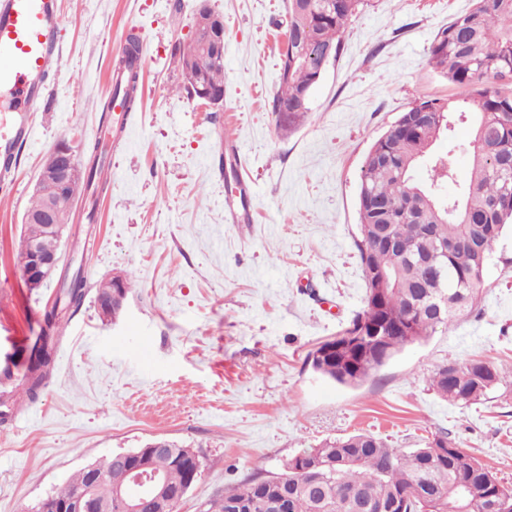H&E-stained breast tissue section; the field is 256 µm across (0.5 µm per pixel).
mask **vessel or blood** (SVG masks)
<instances>
[{"mask_svg":"<svg viewBox=\"0 0 512 512\" xmlns=\"http://www.w3.org/2000/svg\"><path fill=\"white\" fill-rule=\"evenodd\" d=\"M58 0H0V90L10 108L0 133V188L15 184L18 149L31 140L35 110L62 67Z\"/></svg>","mask_w":512,"mask_h":512,"instance_id":"b4317fda","label":"vessel or blood"}]
</instances>
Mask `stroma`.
<instances>
[{"mask_svg":"<svg viewBox=\"0 0 512 512\" xmlns=\"http://www.w3.org/2000/svg\"><path fill=\"white\" fill-rule=\"evenodd\" d=\"M199 0H61L63 63L18 181L0 192V364L61 284L25 286L17 241L38 170L55 146L98 140L128 34L143 45V108L118 147H105L102 193L76 200L61 268H82L87 296L57 344L52 378L34 403L0 421V512H31L74 472L157 438L193 448L200 479L176 512L249 476L280 474L324 440L363 432L393 448L437 436L468 449L512 488V377L492 401L461 407L429 390L447 360L512 370V232L492 248L481 299L452 329L393 355L357 386L313 372L311 350L362 310L366 281L355 242L361 166L374 140L427 99L466 89L428 64L437 32L471 0H368L312 92L307 120L280 130L278 85L286 0H208L224 18V99L185 90L173 54L188 41ZM471 123L438 143L469 178ZM251 177L253 221L229 224L236 184L231 145ZM131 275L116 322L92 296Z\"/></svg>","mask_w":512,"mask_h":512,"instance_id":"obj_1","label":"stroma"}]
</instances>
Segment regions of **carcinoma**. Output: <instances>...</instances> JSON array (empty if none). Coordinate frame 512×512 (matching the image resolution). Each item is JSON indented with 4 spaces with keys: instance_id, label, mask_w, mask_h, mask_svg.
Here are the masks:
<instances>
[{
    "instance_id": "cac0c4a2",
    "label": "carcinoma",
    "mask_w": 512,
    "mask_h": 512,
    "mask_svg": "<svg viewBox=\"0 0 512 512\" xmlns=\"http://www.w3.org/2000/svg\"><path fill=\"white\" fill-rule=\"evenodd\" d=\"M365 0H288V49L304 53L306 62L289 74L279 73L272 111L288 109V128L301 124L311 111L298 102V93L316 86L322 59L321 39L340 49L347 24ZM205 33L194 30L190 40L174 47L180 62L197 59L201 81L224 94V63L209 61L199 53ZM141 52L137 35L126 38L117 70L126 82L115 85L131 107L138 72L134 61ZM429 65L448 81L471 89L477 114L470 143L471 167L463 190L448 197L442 187L453 180L448 159L436 156L439 140L454 150L455 125L469 118L465 106L439 99L423 100L409 108L430 110L428 119L413 124L401 115L397 124L379 137L366 155L360 174L357 243L362 267L387 278L382 286L367 281L364 309L338 336L321 343L308 355L314 372L341 385L355 386L377 371L396 352L418 343L438 326L451 328L459 315L473 307L483 288L491 248L512 226V203L496 204L512 192V0H472L469 10L456 15L440 30L429 48ZM91 165L81 176L63 186L39 185L26 213L43 209L47 197L60 201L61 221L67 223L82 190L104 189L99 182V143L86 147ZM426 171L420 182L415 173ZM390 241L377 245L379 238ZM44 252L59 249L60 240L35 224L25 225L20 235L19 256L31 243ZM86 295L81 270L64 280L51 305L45 306L40 332L24 348L17 370L6 366L0 377L9 381L34 403L39 399L54 368L55 351L64 321L80 307ZM502 370L484 360L459 363L448 360L430 374L428 385L440 398L457 405L477 404L503 383ZM151 463L171 491L186 487L189 466L170 455L156 454ZM106 476L97 485L101 498L115 487L126 486L125 466L105 458ZM88 477L79 470L47 498L44 512L72 498L86 486ZM288 491V512H358L371 504V512H500L496 505L509 498L505 487L487 466L465 448L446 437H437L422 448H391L369 433H357L325 441L296 455L283 472L269 478H249L224 489V494L202 505L201 512H227L230 501L245 503V512H276L272 506L277 487Z\"/></svg>"
}]
</instances>
